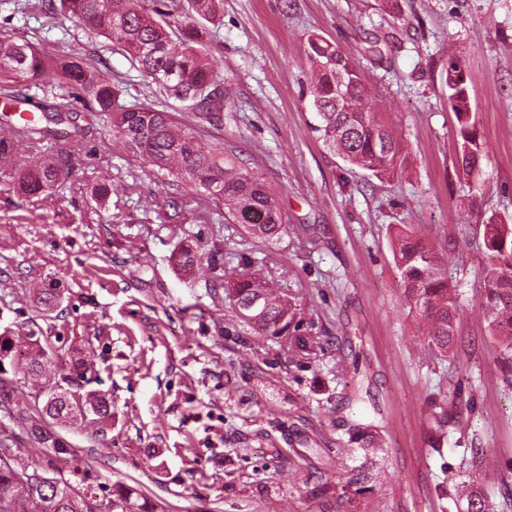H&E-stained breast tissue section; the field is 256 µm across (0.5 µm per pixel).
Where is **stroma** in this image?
<instances>
[{
  "instance_id": "35a3bbf8",
  "label": "stroma",
  "mask_w": 512,
  "mask_h": 512,
  "mask_svg": "<svg viewBox=\"0 0 512 512\" xmlns=\"http://www.w3.org/2000/svg\"><path fill=\"white\" fill-rule=\"evenodd\" d=\"M224 139L277 191L290 224L268 242L214 223L197 199L173 210L147 166L105 129L70 153L63 196L0 180V331H36L85 362L112 398L105 437L63 436L102 481L137 482L165 512H466L471 495L512 512V373L481 299L483 229L512 218V0H224ZM317 33L353 53L370 102L408 153L397 178L349 169L312 132ZM387 41L382 57L369 38ZM130 74L64 16L41 30ZM459 60L487 146L475 189L459 176L457 121L440 74ZM112 185L107 203L93 194ZM448 256L459 322L448 357L400 290L389 228ZM202 255L176 273L183 239ZM300 305L309 354L243 328L212 288L241 255ZM60 301L41 316L38 293ZM460 413L437 428L439 401ZM365 472L368 486L353 484Z\"/></svg>"
}]
</instances>
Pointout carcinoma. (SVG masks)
Listing matches in <instances>:
<instances>
[{
  "mask_svg": "<svg viewBox=\"0 0 512 512\" xmlns=\"http://www.w3.org/2000/svg\"><path fill=\"white\" fill-rule=\"evenodd\" d=\"M222 0H40L27 2L25 17L60 10L75 22L112 42L150 89L136 90L134 80L104 73L92 60L64 42L48 55L35 43L0 35V171L13 178L16 192L28 197L65 190L70 152H51L65 140L79 146L86 129L100 122L126 154L151 167L158 183L172 190L169 206L191 190L214 206L219 221L245 224L255 238L274 240L288 233L274 190L250 167L239 146L214 144L224 131L223 56L211 27L221 20ZM192 20L186 28L176 18ZM305 54L315 74L311 110L316 132L351 169L383 179L397 175L408 154L382 113L367 106L369 91L352 53L326 38L310 34ZM441 80L458 123L459 169L464 185L481 170L487 153L471 113L464 68L448 60ZM41 95L40 114L25 116L22 106ZM44 148L30 164L17 159V147ZM395 258L403 294L427 322L428 348L450 352L457 336L456 290L440 269L443 257L420 235L396 228ZM486 265L482 297L492 335L505 363H512V222L490 217L484 225ZM201 257L189 241L172 252L174 266L191 272ZM242 269L225 282L224 300L251 331L275 339L294 338L305 350L292 296L275 290L244 257ZM57 356L60 380L39 390L42 405L30 411L15 396L6 377H39L42 361ZM84 363L58 347L29 337L20 348L11 332L0 334V512H161L138 485L100 481L61 434L60 427L79 419L104 431L112 420V399L101 391L73 390L86 380ZM36 445L25 456L19 445ZM69 463L60 468L61 461Z\"/></svg>",
  "mask_w": 512,
  "mask_h": 512,
  "instance_id": "1",
  "label": "carcinoma"
}]
</instances>
